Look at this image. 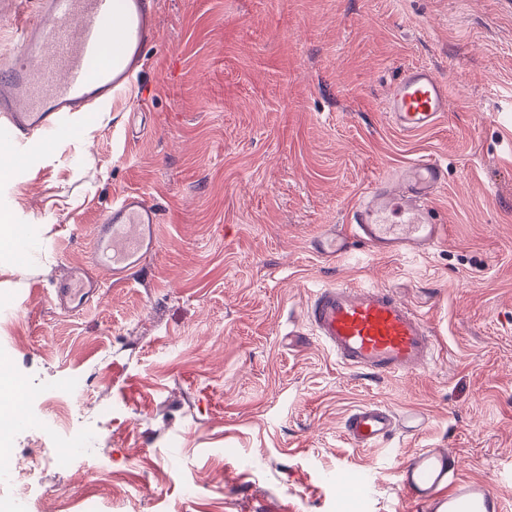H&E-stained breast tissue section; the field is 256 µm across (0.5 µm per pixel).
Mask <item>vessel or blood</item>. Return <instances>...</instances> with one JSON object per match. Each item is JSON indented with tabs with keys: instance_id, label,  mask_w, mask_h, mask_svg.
<instances>
[{
	"instance_id": "1",
	"label": "vessel or blood",
	"mask_w": 512,
	"mask_h": 512,
	"mask_svg": "<svg viewBox=\"0 0 512 512\" xmlns=\"http://www.w3.org/2000/svg\"><path fill=\"white\" fill-rule=\"evenodd\" d=\"M0 0V18L15 36V57L0 64V136L21 139L39 132L54 139L69 131L83 113L101 111L112 96L131 86L143 62L142 50L154 39V13L145 0H129L117 12L115 0ZM448 86L427 67L406 68L389 91L384 110L400 133L431 129L447 112ZM446 183L436 160L421 156L378 180L352 208L347 229H329L317 242L324 254H346L353 241L374 252H425L440 244L444 227L431 202ZM158 210L137 191L116 197L93 232L92 261L110 275L141 272L158 244ZM56 285L57 300L81 309L100 297L101 281L81 275ZM314 338L345 367L378 378L407 377L438 361L437 341L427 319L399 300L391 289L371 283H336L317 288L305 310ZM412 422L417 410L395 412L380 404L354 409L345 421L355 445L377 446ZM408 501L430 503L433 512H503L488 481L463 474L459 457L446 448H422L401 467Z\"/></svg>"
}]
</instances>
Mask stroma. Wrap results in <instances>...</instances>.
Segmentation results:
<instances>
[{
	"label": "stroma",
	"instance_id": "35a3bbf8",
	"mask_svg": "<svg viewBox=\"0 0 512 512\" xmlns=\"http://www.w3.org/2000/svg\"><path fill=\"white\" fill-rule=\"evenodd\" d=\"M156 37L131 90L61 141L0 140L13 162L0 219L35 249L0 264V368L30 426L9 454L47 463L26 512H431L404 499L401 463L450 448L512 512V0H154ZM452 107L405 137L383 105L408 66ZM425 155L447 170L434 250H315L385 169ZM161 213L138 281L61 308L53 282L87 267L114 196ZM369 281L422 313L434 368L377 379L304 326L312 290ZM82 380L79 403L70 384ZM375 403L429 416L418 433L354 447L348 414ZM94 427L92 452L33 432ZM366 483L342 491L337 473Z\"/></svg>",
	"mask_w": 512,
	"mask_h": 512
}]
</instances>
